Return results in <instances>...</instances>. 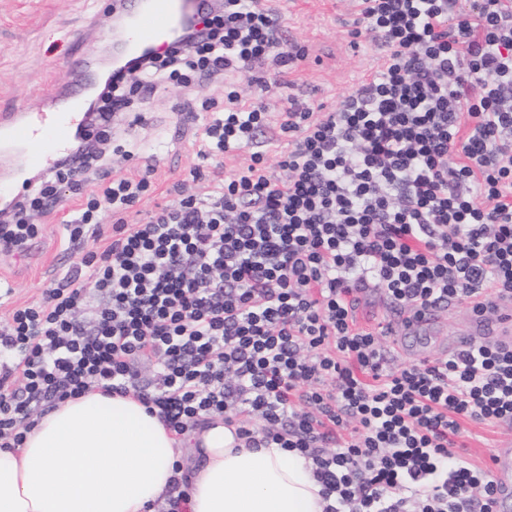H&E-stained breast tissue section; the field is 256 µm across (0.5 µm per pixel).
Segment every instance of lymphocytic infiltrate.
Listing matches in <instances>:
<instances>
[{"instance_id": "1", "label": "lymphocytic infiltrate", "mask_w": 512, "mask_h": 512, "mask_svg": "<svg viewBox=\"0 0 512 512\" xmlns=\"http://www.w3.org/2000/svg\"><path fill=\"white\" fill-rule=\"evenodd\" d=\"M353 2L352 40L385 54L332 111L296 103L271 128L265 92L303 51L267 0H224L111 74L98 91L111 106L88 108L98 136L0 209V249L21 253L42 231L32 214L61 205L58 184L78 203L71 271L0 326L1 448L57 401L134 390L176 434L220 414L248 447L299 454L324 512H493L490 469L453 447L466 423H512V344L397 365L355 310L368 287L403 312L512 300V0L460 15L456 0ZM203 82L224 100L201 104L199 157L246 149L249 164L207 185L192 170L172 203L128 222L160 159L114 174L105 135L157 85ZM266 134L286 143L285 177L269 171ZM142 360L157 380L139 387Z\"/></svg>"}]
</instances>
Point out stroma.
Segmentation results:
<instances>
[{"mask_svg": "<svg viewBox=\"0 0 512 512\" xmlns=\"http://www.w3.org/2000/svg\"><path fill=\"white\" fill-rule=\"evenodd\" d=\"M284 18V35L302 47L306 57L285 71L279 84L271 86L265 101L272 124L291 102L332 109L350 93L363 76L383 60L380 44L361 40L353 44L350 32L355 16L348 0H272ZM93 20L96 30L80 48H73L71 30L82 20ZM112 27L110 0H0V104L23 101L38 108L50 101L76 78L71 69L56 65V58L72 54L106 66ZM184 103L179 89L167 84L156 87L145 118L136 121L133 136L141 146L136 160L111 158L117 173L134 175L147 157L159 154L156 174L158 192L145 197L128 214V221L144 218L166 204L173 183L200 169L207 179H220L222 169L198 157L194 129H180L177 112ZM41 236L22 254L0 250V285L9 289L0 296V325L14 308L39 302L49 284L42 270L55 266L66 272L73 260L72 246L57 214L41 217ZM464 458L474 464L489 463L499 448H512V424H467L457 439Z\"/></svg>", "mask_w": 512, "mask_h": 512, "instance_id": "35a3bbf8", "label": "stroma"}]
</instances>
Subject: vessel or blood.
Segmentation results:
<instances>
[{"instance_id": "b4317fda", "label": "vessel or blood", "mask_w": 512, "mask_h": 512, "mask_svg": "<svg viewBox=\"0 0 512 512\" xmlns=\"http://www.w3.org/2000/svg\"><path fill=\"white\" fill-rule=\"evenodd\" d=\"M210 0H112L119 28L113 52L132 58L146 49H163L174 43L183 28L197 22ZM80 71L73 88L61 92L49 105L33 110L21 103L0 109V183H25L31 173L49 174L61 157L72 152L76 132L84 124V107L98 74L91 62L66 58ZM442 326L439 310L430 308L409 316L393 343L398 352L424 359ZM470 333L496 342L512 341V313L475 311ZM496 485L495 512H512V450L502 448L491 459Z\"/></svg>"}]
</instances>
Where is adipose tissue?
<instances>
[{
	"label": "adipose tissue",
	"instance_id": "ef3b65f1",
	"mask_svg": "<svg viewBox=\"0 0 512 512\" xmlns=\"http://www.w3.org/2000/svg\"><path fill=\"white\" fill-rule=\"evenodd\" d=\"M187 512H323L307 461L248 448L222 415L177 436L135 394L90 389L37 418L20 447L0 448V512H153L167 498L185 444Z\"/></svg>",
	"mask_w": 512,
	"mask_h": 512
}]
</instances>
